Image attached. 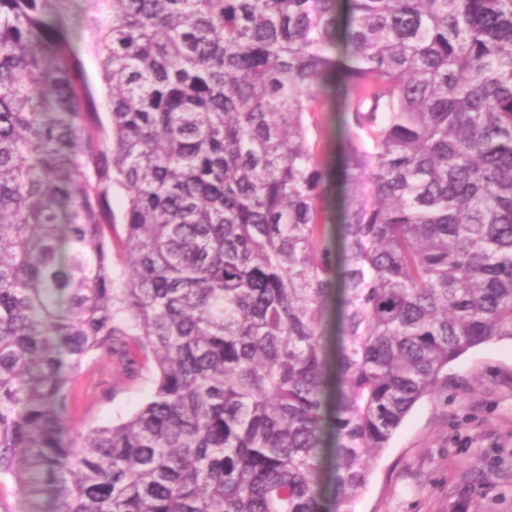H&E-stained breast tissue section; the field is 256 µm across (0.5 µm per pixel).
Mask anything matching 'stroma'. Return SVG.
<instances>
[{
    "instance_id": "stroma-1",
    "label": "stroma",
    "mask_w": 512,
    "mask_h": 512,
    "mask_svg": "<svg viewBox=\"0 0 512 512\" xmlns=\"http://www.w3.org/2000/svg\"><path fill=\"white\" fill-rule=\"evenodd\" d=\"M93 0H72L63 26L79 76L104 96L86 19ZM71 387L83 426L133 413L151 372L128 381L106 360L86 365ZM338 512H512V340L494 339L451 363L434 395L405 417L374 465L368 486Z\"/></svg>"
}]
</instances>
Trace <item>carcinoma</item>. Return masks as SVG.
Returning <instances> with one entry per match:
<instances>
[{"mask_svg": "<svg viewBox=\"0 0 512 512\" xmlns=\"http://www.w3.org/2000/svg\"><path fill=\"white\" fill-rule=\"evenodd\" d=\"M70 2L0 0V512L358 497L512 339V0H96L101 101ZM93 359L152 392L83 429ZM95 0H78L71 3L63 16V26L68 35L71 48L81 63L79 76L93 86L101 99L105 95V87L101 82L97 59L90 48V33L86 27V19L95 10ZM321 122L324 128L323 151L317 158L322 166L333 167L336 163L337 116L335 112H323Z\"/></svg>", "mask_w": 512, "mask_h": 512, "instance_id": "obj_1", "label": "carcinoma"}]
</instances>
